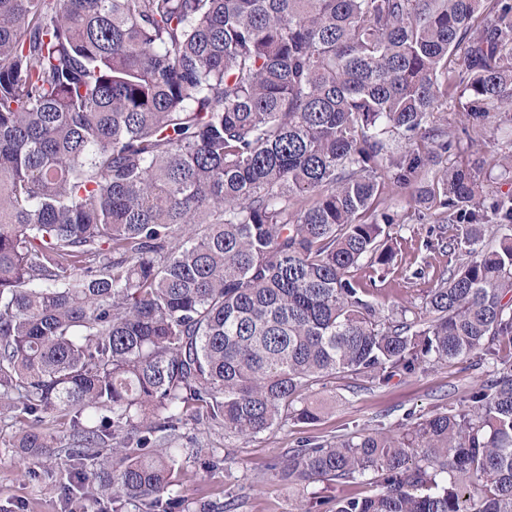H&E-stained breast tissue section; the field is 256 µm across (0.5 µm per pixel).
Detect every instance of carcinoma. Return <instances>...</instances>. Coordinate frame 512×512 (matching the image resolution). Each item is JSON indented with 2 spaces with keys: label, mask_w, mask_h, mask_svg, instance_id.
<instances>
[{
  "label": "carcinoma",
  "mask_w": 512,
  "mask_h": 512,
  "mask_svg": "<svg viewBox=\"0 0 512 512\" xmlns=\"http://www.w3.org/2000/svg\"><path fill=\"white\" fill-rule=\"evenodd\" d=\"M502 107L512 0H0V444L62 512H232L173 495L229 460L182 426L310 425L329 376L489 355L466 405L268 471L375 486L297 512H512V195L463 164L418 186ZM387 187L441 215L424 317L351 274L394 265Z\"/></svg>",
  "instance_id": "1"
}]
</instances>
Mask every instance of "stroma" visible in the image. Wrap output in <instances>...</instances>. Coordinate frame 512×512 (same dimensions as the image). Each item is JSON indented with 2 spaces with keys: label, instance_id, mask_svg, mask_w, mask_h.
Wrapping results in <instances>:
<instances>
[{
  "label": "stroma",
  "instance_id": "obj_1",
  "mask_svg": "<svg viewBox=\"0 0 512 512\" xmlns=\"http://www.w3.org/2000/svg\"><path fill=\"white\" fill-rule=\"evenodd\" d=\"M477 151L451 150L440 157L436 168L473 162L476 157H489L491 152H512V112L496 111L490 131L476 137ZM382 210L398 214L401 222L393 233L403 243L396 264L381 284L378 298L386 312L408 309L423 311L424 295L430 281L411 280L410 275L421 258L410 247L412 240L424 238L435 217L417 210L403 193L385 195ZM490 359L479 364L442 362L428 370L395 376L382 384H368L352 375L342 374L326 385L312 389L324 406L317 423L291 424L275 428L248 439H228L223 431L207 430L191 424L181 429L180 446L211 448L229 452V463L215 469L200 464L189 466L191 477L179 487L180 495L224 502L234 499V512H293L307 492L289 488L274 480L267 470L268 462L297 447L302 439H330L362 429L387 427L406 415L427 416L448 406L465 404L469 393L492 370ZM0 512H60L59 495L50 481L30 474L24 461L11 455L0 457Z\"/></svg>",
  "mask_w": 512,
  "mask_h": 512
}]
</instances>
